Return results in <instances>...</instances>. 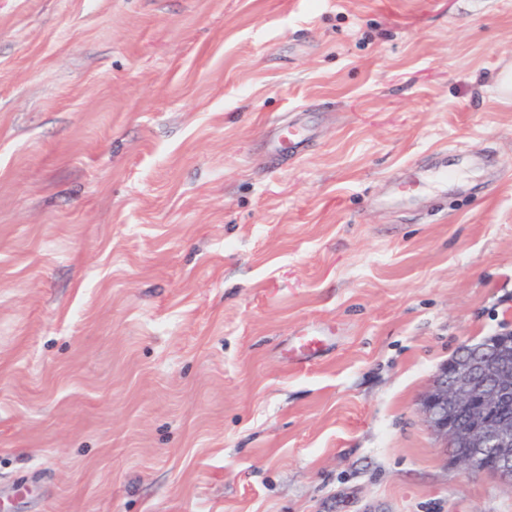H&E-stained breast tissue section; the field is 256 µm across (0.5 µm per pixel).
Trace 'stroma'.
<instances>
[{
    "label": "stroma",
    "mask_w": 512,
    "mask_h": 512,
    "mask_svg": "<svg viewBox=\"0 0 512 512\" xmlns=\"http://www.w3.org/2000/svg\"><path fill=\"white\" fill-rule=\"evenodd\" d=\"M511 65L512 0H0V512H512L419 411L512 331ZM308 129L298 121L288 125L273 126L268 131V145L273 157H298L305 153L309 145Z\"/></svg>",
    "instance_id": "35a3bbf8"
}]
</instances>
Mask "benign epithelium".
<instances>
[{"label": "benign epithelium", "mask_w": 512, "mask_h": 512, "mask_svg": "<svg viewBox=\"0 0 512 512\" xmlns=\"http://www.w3.org/2000/svg\"><path fill=\"white\" fill-rule=\"evenodd\" d=\"M512 332L465 344L442 365L421 399L450 462L512 484Z\"/></svg>", "instance_id": "benign-epithelium-1"}]
</instances>
